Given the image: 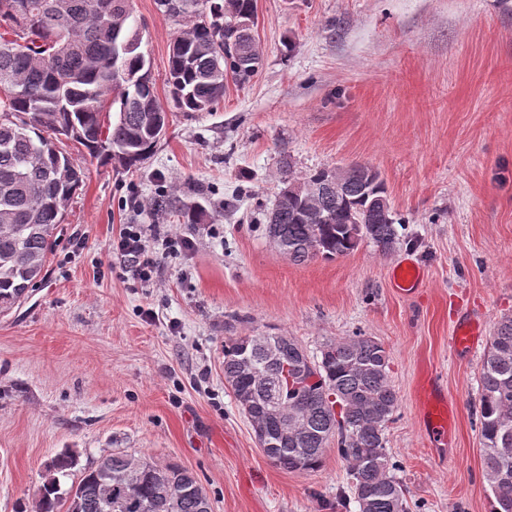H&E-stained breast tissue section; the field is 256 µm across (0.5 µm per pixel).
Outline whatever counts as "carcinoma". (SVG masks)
<instances>
[{
    "mask_svg": "<svg viewBox=\"0 0 512 512\" xmlns=\"http://www.w3.org/2000/svg\"><path fill=\"white\" fill-rule=\"evenodd\" d=\"M131 0H0V314L28 295L41 278L83 171L63 150L73 141L89 156L140 165L158 144L150 119L168 122L140 51L141 36L126 20ZM163 15L188 21L168 59L173 101L185 112H209L224 98V74L239 84L263 65L255 45L256 0H155ZM119 102L116 119L107 108ZM284 188L270 217L288 258L303 263L332 258L372 240L383 251L398 241L397 219L385 181L365 164L322 170L297 179L284 171ZM269 355L253 336L224 344V381L266 456L290 472L318 469L330 440L350 477L359 512H409L406 489L393 475L385 431L397 410L390 358L371 336L323 344L310 360L293 336ZM478 424L484 476L493 512L512 503V317L494 328L479 380ZM304 426L283 436L285 422ZM111 454L64 490L74 465L70 453L48 466L35 492L36 512H212L190 469ZM112 470V498L101 493L102 466ZM174 488L160 494L161 485Z\"/></svg>",
    "mask_w": 512,
    "mask_h": 512,
    "instance_id": "cac0c4a2",
    "label": "carcinoma"
}]
</instances>
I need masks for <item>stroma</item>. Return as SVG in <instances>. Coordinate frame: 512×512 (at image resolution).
<instances>
[{
	"label": "stroma",
	"instance_id": "stroma-1",
	"mask_svg": "<svg viewBox=\"0 0 512 512\" xmlns=\"http://www.w3.org/2000/svg\"><path fill=\"white\" fill-rule=\"evenodd\" d=\"M131 8L169 129L131 171L63 144L84 183L42 281L0 315V512H30L67 449L66 488L125 453L189 468L213 512H358L335 446L315 471L280 469L225 383V342L267 332L312 356L359 333L383 343L398 394L386 448L410 512H492L475 421L487 344L450 337L462 311L485 338L512 316V0H257L263 65L210 112L169 95L178 24L155 0ZM355 162L385 180L398 244L291 262L267 224L283 170ZM196 208L204 223H185ZM128 224L156 227L150 284L115 267ZM170 234L193 249L169 252ZM405 259L426 273L411 296L391 283ZM430 380L454 408L445 447L422 423Z\"/></svg>",
	"mask_w": 512,
	"mask_h": 512
}]
</instances>
